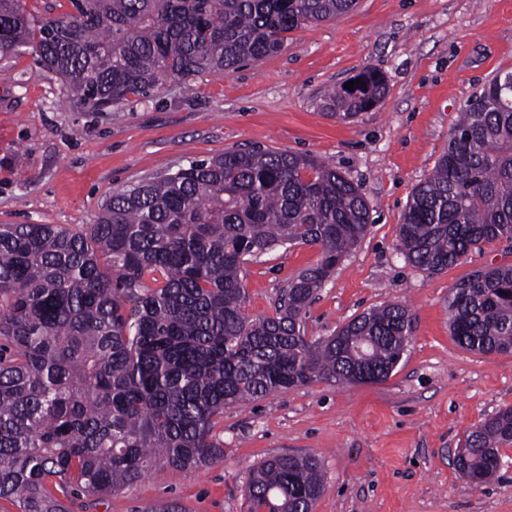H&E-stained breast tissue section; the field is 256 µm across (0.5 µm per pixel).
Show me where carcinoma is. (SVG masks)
Instances as JSON below:
<instances>
[{"instance_id": "carcinoma-1", "label": "carcinoma", "mask_w": 512, "mask_h": 512, "mask_svg": "<svg viewBox=\"0 0 512 512\" xmlns=\"http://www.w3.org/2000/svg\"><path fill=\"white\" fill-rule=\"evenodd\" d=\"M40 22L0 0V54L38 38L67 93L103 111L171 77L228 75L278 53L288 33L355 0H70ZM326 99L341 121L387 92L381 72ZM367 201L345 172L269 149L228 151L112 192L95 224H0V500L71 512L155 466L196 472L224 460V408L318 380L387 379L409 341L407 306L363 312L306 338L302 311L365 236ZM512 239V88L491 80L462 112L432 174L413 190L400 250L436 273L479 245ZM296 244L318 264L288 280L275 314L244 312L246 258ZM159 272L151 286L146 276ZM460 347L512 351V265L454 284ZM512 447V406L473 427L454 460L481 483ZM320 461L275 455L250 472L246 512H312Z\"/></svg>"}]
</instances>
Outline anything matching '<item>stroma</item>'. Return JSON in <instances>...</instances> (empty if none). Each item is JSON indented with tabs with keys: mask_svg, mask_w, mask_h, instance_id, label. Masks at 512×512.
Returning a JSON list of instances; mask_svg holds the SVG:
<instances>
[{
	"mask_svg": "<svg viewBox=\"0 0 512 512\" xmlns=\"http://www.w3.org/2000/svg\"><path fill=\"white\" fill-rule=\"evenodd\" d=\"M384 99L346 122L324 95L366 68ZM512 71V0H357L336 18L288 35L276 55L232 74H201L185 92L169 78L107 112L66 97L36 44L0 57V224L95 223L114 190L227 151L308 154L347 172L371 214L365 237L307 308V336L332 335L363 311L408 307L406 351L384 381H317L225 408L215 433L224 459L185 473L156 467L95 512L177 501L183 512H243L254 465L272 455L319 458L315 512H512V447L478 485L453 458L469 429L512 406V353L482 355L449 332L448 295L474 271L512 264V240L473 249L453 267L422 271L399 249L413 188L433 170L468 100ZM318 247L249 259L245 311H275L289 278Z\"/></svg>",
	"mask_w": 512,
	"mask_h": 512,
	"instance_id": "1",
	"label": "stroma"
}]
</instances>
